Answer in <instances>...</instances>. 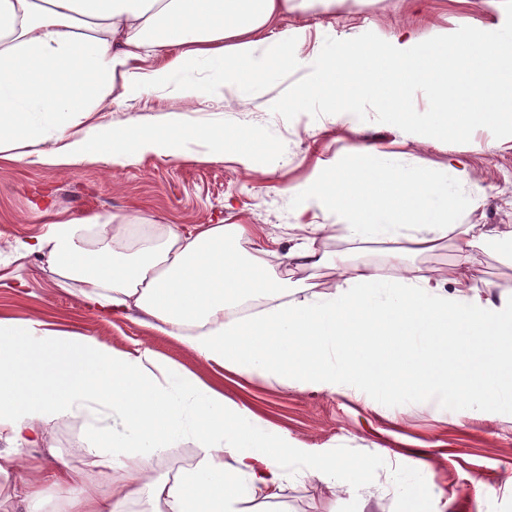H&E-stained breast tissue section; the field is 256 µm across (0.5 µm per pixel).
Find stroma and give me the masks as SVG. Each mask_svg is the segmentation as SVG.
Wrapping results in <instances>:
<instances>
[{
    "instance_id": "1",
    "label": "stroma",
    "mask_w": 512,
    "mask_h": 512,
    "mask_svg": "<svg viewBox=\"0 0 512 512\" xmlns=\"http://www.w3.org/2000/svg\"><path fill=\"white\" fill-rule=\"evenodd\" d=\"M504 7L487 0H336L330 11L314 10L285 17L281 28L301 30L306 65L282 67L261 96L244 110H229L217 97L192 106L161 96L130 107L93 113L89 125L156 127L172 122L225 128L254 137L256 170L235 160L238 147L224 146L220 160L144 156L127 167L102 162L80 163L62 170L38 162L36 156L0 161V240L23 241L44 234L61 219L96 214L116 215L132 224L134 238L165 224L182 230L200 224H247L252 228L247 250L292 247L293 224H323L319 242L333 267L295 270L289 294L299 289L332 290L342 268L360 263L382 264L386 246L349 240L343 217L331 209L303 207L299 188L316 185L332 162H343L352 145L393 151L405 169H443L449 160L466 165L465 177L452 183L449 221L453 224L512 225V139L495 138L485 128L467 143H423L398 127L363 121L358 131L337 123L335 116L298 115L288 121L273 114L270 101L308 74L325 38L350 39L372 31L383 36L408 31L420 37L455 32L463 26L481 30L504 23ZM480 285L512 286V263L497 251L476 249L468 267ZM24 287H15V279ZM39 316L58 330L94 336L120 351L149 347L202 380L243 403L273 427L288 430L296 446L328 457L349 471L360 488L329 493L306 477V466L291 461L294 481L288 483L270 512H512V411L497 408L492 418H461L455 408L440 412L426 399L405 392V379L395 374L389 389L341 394L302 391L275 378L237 373L206 362L173 337L157 333L138 316L103 323L78 291L55 285L43 259L17 261L0 253V317ZM88 456L87 425L65 419L48 433L43 446L28 449L27 463L43 467L55 458L75 462ZM432 464L437 501L411 496L417 476L413 459ZM490 493L476 497L477 487Z\"/></svg>"
}]
</instances>
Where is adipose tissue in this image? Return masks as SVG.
<instances>
[{"label":"adipose tissue","instance_id":"adipose-tissue-1","mask_svg":"<svg viewBox=\"0 0 512 512\" xmlns=\"http://www.w3.org/2000/svg\"><path fill=\"white\" fill-rule=\"evenodd\" d=\"M336 0H0V158L38 148L55 167L144 155L179 158L205 148L224 156L223 126L172 125L117 131L83 129L92 111L154 95L194 103L233 89L250 104L282 64L293 61L299 32L279 30L288 13L331 9ZM207 67V82L193 74ZM369 156L373 188L328 180L304 205L336 210L350 238L391 242L383 266L346 269L336 290L288 299L281 279L259 275L264 251L243 248L246 224H203L184 234L158 228L126 251L129 225L113 215L61 220L15 259L40 255L57 287L78 283L101 316L140 313L151 327L207 361L274 377L299 389L336 393L354 385L385 388L374 343L386 337L392 364L412 396L455 405L460 417L512 397V290L491 300L466 269L472 250L498 246L512 258V225L452 224L449 181L440 171H408L395 154ZM457 241L445 273L408 264L409 254ZM269 305L250 319L235 309ZM89 425L90 461L24 468L62 419ZM0 479L25 512H40L46 487L67 495L68 512H266L294 477L337 487L334 461L298 448L287 430L203 383L153 350L120 352L94 336L50 328L43 320L0 318ZM184 439L202 453L198 468L172 480L157 474L160 453Z\"/></svg>","mask_w":512,"mask_h":512}]
</instances>
